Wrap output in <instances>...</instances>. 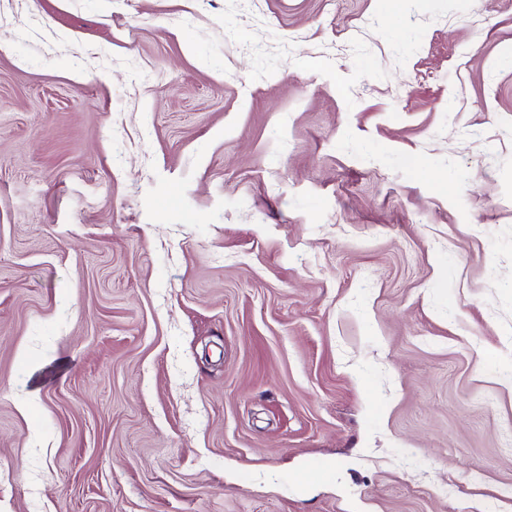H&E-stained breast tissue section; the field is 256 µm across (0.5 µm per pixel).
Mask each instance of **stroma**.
<instances>
[{
  "mask_svg": "<svg viewBox=\"0 0 512 512\" xmlns=\"http://www.w3.org/2000/svg\"><path fill=\"white\" fill-rule=\"evenodd\" d=\"M512 0H0V512H512Z\"/></svg>",
  "mask_w": 512,
  "mask_h": 512,
  "instance_id": "1",
  "label": "stroma"
}]
</instances>
